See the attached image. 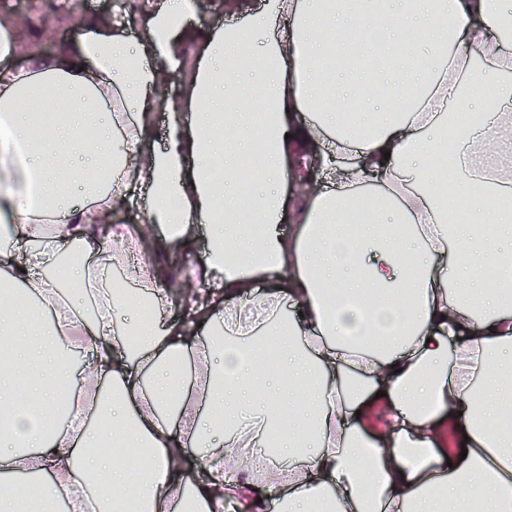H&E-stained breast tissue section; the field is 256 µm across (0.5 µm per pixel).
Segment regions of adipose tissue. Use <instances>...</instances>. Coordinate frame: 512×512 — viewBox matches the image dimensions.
Here are the masks:
<instances>
[{
    "label": "adipose tissue",
    "mask_w": 512,
    "mask_h": 512,
    "mask_svg": "<svg viewBox=\"0 0 512 512\" xmlns=\"http://www.w3.org/2000/svg\"><path fill=\"white\" fill-rule=\"evenodd\" d=\"M265 0L242 20L214 28L180 100L160 101V63L172 62L183 30L179 0H161L137 44L121 20L77 25L55 57L35 56L15 68V24L0 18V159L15 141L31 147L30 170L0 193V284L38 298L36 310L0 299V347L49 324L42 346L57 373L77 374L85 396L62 397L52 383L25 391L29 411L14 422L27 451L0 456V468L35 465L53 492L94 512H169L192 490L198 512H224L225 498L247 512H512V413L499 398L512 388V362L490 371L492 355L512 350V7L504 0ZM354 20L380 32L377 43H332L330 33ZM429 32L430 49L406 54ZM266 39L255 52L257 36ZM239 67L225 73L226 55ZM339 55L341 71L362 82L402 76V108L381 96V115L344 116L324 97L315 59ZM261 96L270 150L263 175L275 180L283 159L310 153L323 160V189L294 206L295 226L281 230L279 192L241 190L233 180L250 141L213 125L225 88ZM475 97L484 124L465 129L442 170L429 167L442 150L448 108ZM168 114L164 148L148 150L145 124ZM102 112L140 115L139 123L98 126ZM79 153L89 202L68 206L55 172ZM220 155L224 179L189 158ZM471 190L475 239L449 224V199L437 183ZM149 200L157 242L189 239L194 224L215 228L198 276L211 306L192 312L189 327L172 325L163 268L126 269L132 287L112 278V244L127 225L112 221L130 178ZM110 225L108 238L97 228ZM410 227L386 236L382 227ZM26 240L28 251L18 242ZM78 246L60 266L62 244ZM492 264L487 286L474 269ZM285 275L282 287L259 279ZM89 283L76 317L62 322L61 281ZM149 299L154 320L145 341L127 338L140 321L124 313ZM89 357L72 370L71 331ZM284 368L294 403L268 394L256 377L267 352ZM192 374H185L184 362ZM208 406L199 416L191 403ZM383 406L385 424L370 413ZM455 443L446 447L445 433ZM147 449L161 470L132 475L106 445ZM203 465L185 471L186 454ZM268 478L265 497L254 476Z\"/></svg>",
    "instance_id": "1"
}]
</instances>
